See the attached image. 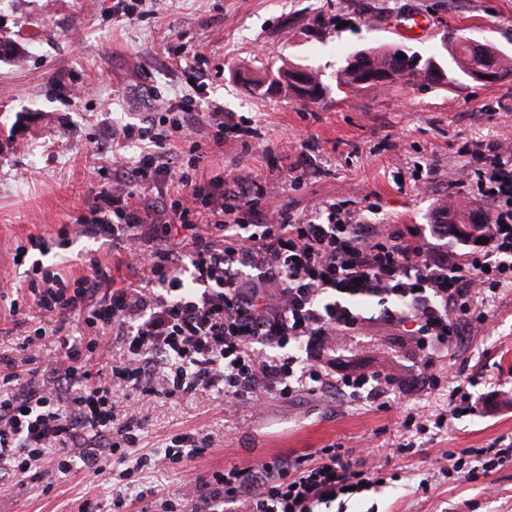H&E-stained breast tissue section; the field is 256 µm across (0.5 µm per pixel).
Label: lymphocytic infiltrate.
<instances>
[{
    "instance_id": "f902f5d3",
    "label": "lymphocytic infiltrate",
    "mask_w": 512,
    "mask_h": 512,
    "mask_svg": "<svg viewBox=\"0 0 512 512\" xmlns=\"http://www.w3.org/2000/svg\"><path fill=\"white\" fill-rule=\"evenodd\" d=\"M181 108L169 126L152 114L122 128L123 139L140 143L138 159L113 164L87 214L57 231L63 245L75 232L111 242L125 255L126 279L93 257L77 278L45 268L41 236L15 249L30 264L9 313L38 310L41 324L26 335L23 359L0 353V480L37 478L47 457L63 474L106 475L130 457L140 468L187 469L213 443L205 429L138 452L140 415L160 398L208 391L257 406L263 391L286 401L328 388L358 398L374 375L340 368L334 354L340 337L366 326L372 301L387 322L411 325L433 381L430 352L489 319L471 311L470 298L512 285L511 147L463 170L491 209L484 249L456 251L413 226L358 223L333 202L302 220L268 222L275 180L230 174L204 183L185 167V152L199 149L190 130L206 125L223 146L224 115H200L188 100ZM48 336L59 346L45 355L36 345ZM380 479L377 467L331 445L307 457L229 463L172 492L108 487L79 512H125L135 501L140 512H318L377 490Z\"/></svg>"
}]
</instances>
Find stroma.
Segmentation results:
<instances>
[{"label":"stroma","instance_id":"1","mask_svg":"<svg viewBox=\"0 0 512 512\" xmlns=\"http://www.w3.org/2000/svg\"><path fill=\"white\" fill-rule=\"evenodd\" d=\"M461 31L512 56V0H146L129 13L126 0H0V291L24 280L13 262L28 235L54 236L86 211L99 190L90 172L112 156L113 129L174 111L188 92L202 112H223V146L199 135L200 168L213 179L230 172L281 177L271 221L299 219L311 204L332 201L365 224L449 223L446 207L475 221L485 209L470 187L455 184L473 150L512 146V76L493 84L460 80L445 86L385 91L337 87L351 52L368 46L438 55L443 36ZM179 50L169 58V50ZM318 70L329 90L316 104L246 87L282 63ZM206 76L190 88L191 74ZM247 123L258 138H240ZM299 167L304 178L286 180ZM118 269L110 243L74 236L52 247L46 266L81 276L86 257ZM472 305L489 313L486 329L436 352L439 385L425 383L416 339L371 321L355 334L353 352L337 365L391 375L379 395L360 400L335 391H304L289 401L266 394L262 407L211 393L147 412L146 452L171 432L205 428L214 445L192 464L204 474L227 462L253 465L275 455L304 456L333 444L352 459L381 464L378 491L326 512H512V462L469 478L439 473L445 451L504 448L512 443V285ZM471 383L477 410L451 417L457 385ZM43 479L0 483V512H78L101 478L64 475L52 461Z\"/></svg>","mask_w":512,"mask_h":512}]
</instances>
